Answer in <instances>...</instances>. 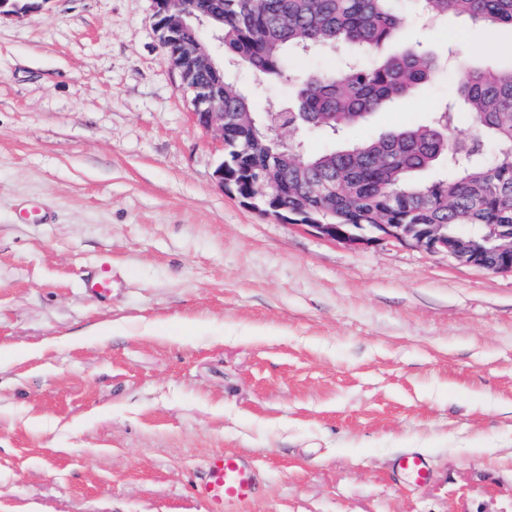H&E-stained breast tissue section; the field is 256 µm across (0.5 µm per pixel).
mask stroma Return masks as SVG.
Instances as JSON below:
<instances>
[{"mask_svg": "<svg viewBox=\"0 0 512 512\" xmlns=\"http://www.w3.org/2000/svg\"><path fill=\"white\" fill-rule=\"evenodd\" d=\"M154 23L152 0L0 16V512H207L219 450L261 470L245 512H512V274L244 204ZM409 45L437 79L345 142L512 67L507 25L414 20L384 51ZM406 451L427 484L394 475Z\"/></svg>", "mask_w": 512, "mask_h": 512, "instance_id": "stroma-1", "label": "stroma"}]
</instances>
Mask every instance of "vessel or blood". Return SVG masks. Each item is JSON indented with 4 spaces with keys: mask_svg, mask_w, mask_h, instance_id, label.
<instances>
[{
    "mask_svg": "<svg viewBox=\"0 0 512 512\" xmlns=\"http://www.w3.org/2000/svg\"><path fill=\"white\" fill-rule=\"evenodd\" d=\"M396 468L417 486L430 477L425 459L416 453L399 457ZM261 491L257 465L231 451L209 456L193 483L194 495L207 504L208 512H241L242 506L254 502Z\"/></svg>",
    "mask_w": 512,
    "mask_h": 512,
    "instance_id": "vessel-or-blood-1",
    "label": "vessel or blood"
}]
</instances>
